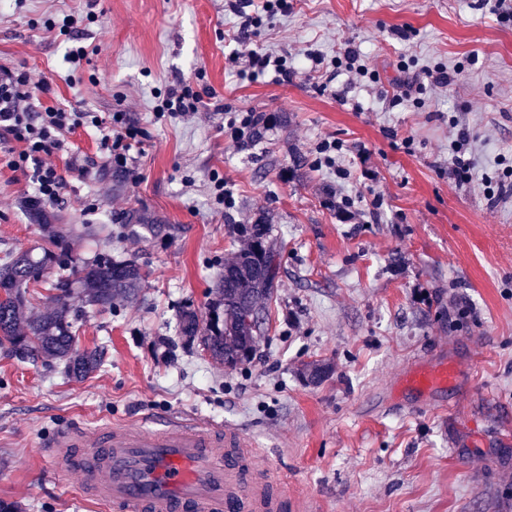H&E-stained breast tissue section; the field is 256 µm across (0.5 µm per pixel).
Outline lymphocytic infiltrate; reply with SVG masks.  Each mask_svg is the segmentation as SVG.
<instances>
[{"mask_svg":"<svg viewBox=\"0 0 512 512\" xmlns=\"http://www.w3.org/2000/svg\"><path fill=\"white\" fill-rule=\"evenodd\" d=\"M231 12L237 28L229 41L246 42L265 20L288 10V0H232ZM52 92L50 83L23 68L0 65V152L6 166L20 173L35 187L39 202L56 204L65 179L55 160L67 151L66 136L80 128L94 127L100 134L104 167L122 170L130 180L138 175L131 151L138 130L126 112L100 116L75 104L66 108L45 104Z\"/></svg>","mask_w":512,"mask_h":512,"instance_id":"f902f5d3","label":"lymphocytic infiltrate"}]
</instances>
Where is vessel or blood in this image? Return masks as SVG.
<instances>
[{
  "label": "vessel or blood",
  "instance_id": "obj_1",
  "mask_svg": "<svg viewBox=\"0 0 512 512\" xmlns=\"http://www.w3.org/2000/svg\"><path fill=\"white\" fill-rule=\"evenodd\" d=\"M457 377L447 360L412 361L405 392L428 398ZM264 454L236 429L176 417L144 425L108 421L95 433L63 428L46 462L59 484L107 512H312L261 467Z\"/></svg>",
  "mask_w": 512,
  "mask_h": 512
}]
</instances>
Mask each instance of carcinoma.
<instances>
[{"mask_svg": "<svg viewBox=\"0 0 512 512\" xmlns=\"http://www.w3.org/2000/svg\"><path fill=\"white\" fill-rule=\"evenodd\" d=\"M123 226L143 238L171 234L170 226L154 224L140 213L127 216ZM43 227L49 233V245L38 252L32 248L0 259V346L22 359L59 361L68 377L82 380L102 367L106 350L102 346L82 351L75 348L71 294L79 289L88 305L110 309L117 300L136 298L148 273L133 261L117 263L109 256L80 263L68 253L62 225L45 223ZM270 230V225L260 223L228 225L231 240L243 244L224 263L215 298L209 303L207 324L201 325L197 310L190 306L180 313L179 332L185 345L208 348L211 359L224 366L249 361L264 336V325L246 322L253 311L262 312L266 322L270 319L281 269V263H276L269 276L263 268L265 253L273 251L267 241ZM52 276L53 293L45 300L54 309L23 318L29 285Z\"/></svg>", "mask_w": 512, "mask_h": 512, "instance_id": "1", "label": "carcinoma"}]
</instances>
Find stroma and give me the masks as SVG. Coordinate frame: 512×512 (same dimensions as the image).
Listing matches in <instances>:
<instances>
[{
	"instance_id": "1",
	"label": "stroma",
	"mask_w": 512,
	"mask_h": 512,
	"mask_svg": "<svg viewBox=\"0 0 512 512\" xmlns=\"http://www.w3.org/2000/svg\"><path fill=\"white\" fill-rule=\"evenodd\" d=\"M225 5L0 0V64L47 76L55 104L79 97L140 129L135 183L99 165V131L69 134L51 210L72 256L149 273L137 303L103 311L71 299L77 348L107 351L87 378L0 352V500L103 512L51 479L45 439L59 426L178 413L269 449L273 476L324 512H512V192L494 202L481 181L459 182L450 149L466 128L479 172L496 177L497 157L512 158V24L491 0H291L249 46L288 56L295 74L252 80L230 61L237 45L224 36L237 19ZM65 12L80 16L71 36L42 35L39 22ZM75 38L96 48L76 88L64 60ZM348 45L376 80L332 68ZM309 50L326 58L319 71ZM438 62L466 72L400 100ZM183 82L200 93L198 112L156 117L157 99ZM250 111L273 121L260 139L232 141L229 114ZM324 142L340 145L335 165L315 162ZM217 176L231 202H216ZM33 194L0 167V252L46 244L23 206ZM133 209L177 233L123 232ZM261 215L281 253L277 296L255 355L230 369L182 346L177 315L205 311L235 249L228 225ZM443 358L458 372L447 411L400 385L411 361ZM316 363L330 371L314 384L303 370Z\"/></svg>"
}]
</instances>
